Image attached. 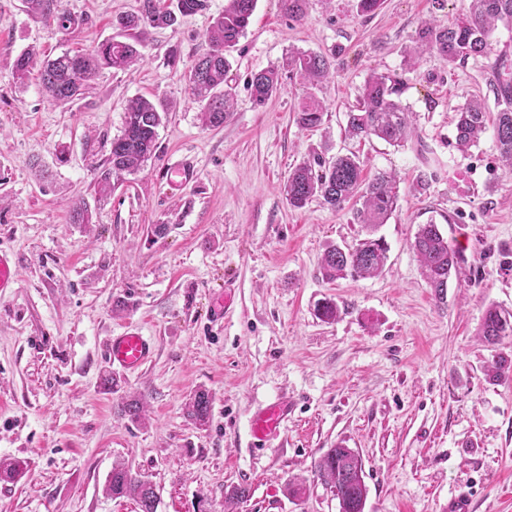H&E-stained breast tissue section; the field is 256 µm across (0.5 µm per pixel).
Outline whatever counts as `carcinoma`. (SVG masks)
<instances>
[{
	"label": "carcinoma",
	"mask_w": 512,
	"mask_h": 512,
	"mask_svg": "<svg viewBox=\"0 0 512 512\" xmlns=\"http://www.w3.org/2000/svg\"><path fill=\"white\" fill-rule=\"evenodd\" d=\"M26 7L46 22L68 29L78 20L57 8V0H24ZM208 7V0H140L137 13L116 20L123 31L121 38L106 40L92 49L75 54L64 53L44 62L40 83L54 104L72 102L91 88L99 70L124 71L142 60L143 27L168 28L180 19L195 15ZM256 0H226L207 32L208 50L188 68V88L200 108L202 123L220 126L234 108L232 92L224 89L227 73L232 68V53L248 28ZM512 25V0H472L469 15L440 28L423 22L415 32L414 53L437 55L452 66L470 58L490 53L489 37L498 23ZM38 52L29 48L12 64L16 83L23 85L33 69ZM332 62L314 52H292L281 65L271 66L252 75L248 83L255 105L262 106L283 90L282 71L288 70L310 86H318L330 77ZM495 80L491 83L497 105L493 118V134L501 162L512 167V64L501 54L494 62ZM404 80L397 73L371 74L354 109L347 113L346 135L357 139H380L392 146H402L413 137L414 127L409 110L401 104ZM322 103L309 97L297 109V123L316 127L323 122ZM165 112L154 102L139 96L128 101L125 124L120 136L112 139L104 165L94 169V189L101 196L112 194L113 179L124 172H134L157 155L158 128ZM487 130L485 104L472 99L457 107L456 146L466 152L479 143ZM356 156H338L325 161L304 160L288 174L283 194L294 209L304 208L318 197L323 204L340 210L345 203L358 198L355 220L376 227L385 224L397 208L396 176L380 172L368 179ZM423 274L435 295L442 299L452 276L462 261L461 254L448 245L436 224L419 226L413 243ZM387 260V247L380 238H368L353 248L331 245L321 259L323 277L329 281L347 276L367 278L380 273ZM479 339L496 347L512 337V313L495 305L489 306L477 329ZM493 381L512 376V359L499 356L488 366ZM186 417L198 428L205 427L211 417L212 396L199 388L184 405ZM121 414L133 422L146 419L145 406L137 399L128 401ZM312 473L329 487L339 503L340 512H364L368 489L364 482V465L358 451L338 445L329 448L314 463ZM105 492L114 498L133 500L138 512H157L159 495L155 486L134 474L124 465L112 466Z\"/></svg>",
	"instance_id": "obj_1"
}]
</instances>
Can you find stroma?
I'll use <instances>...</instances> for the list:
<instances>
[{
	"label": "stroma",
	"mask_w": 512,
	"mask_h": 512,
	"mask_svg": "<svg viewBox=\"0 0 512 512\" xmlns=\"http://www.w3.org/2000/svg\"><path fill=\"white\" fill-rule=\"evenodd\" d=\"M224 2L149 29L143 62L102 70L82 99L56 105L37 74L14 83L17 55L96 46L117 36L116 17L138 0H61L80 19L67 31L23 0H0V248L19 266L15 288L0 295V462L23 465L0 479V512H137L104 491L116 462L155 486L157 512H224L240 484L250 494L234 512H339L311 477L338 445L364 460L365 512H448L462 493L473 512H512V377L486 374L494 353L512 358V342L492 349L476 336L488 305L512 312V171L492 133L465 153L455 145L457 106L480 97L496 110L491 65L495 55L512 58V27L492 32L488 57L453 68L417 58L402 97L415 135L397 148L345 138L346 114L372 72L402 68L422 22L448 26L471 0H384L369 16L356 0H308L297 20L282 0H257L227 76L235 109L208 128L185 70L206 51ZM296 51L333 59L315 90L326 107L316 128L295 121L298 81L259 109L247 88L251 74ZM137 96L167 112L157 156L98 198L93 171ZM351 153L366 176L395 172L399 201L378 229L388 247L381 273L331 283L320 270L325 249L354 246L365 229L353 206L315 199L296 210L281 186L303 159ZM181 160L195 177L174 190L165 172ZM74 201L87 204L92 223H70ZM430 221L464 256L441 300L412 248ZM154 224L169 233L153 236ZM228 283L234 305L211 324ZM325 298L340 309L336 321L315 312ZM120 300L129 304L121 313ZM130 327L153 336L155 355L104 390L106 341ZM199 388L213 399L203 429L184 415ZM133 395L147 404L145 423L120 414ZM277 398L293 405L284 430L253 448L250 418ZM298 476L306 491L289 496Z\"/></svg>",
	"instance_id": "stroma-1"
}]
</instances>
